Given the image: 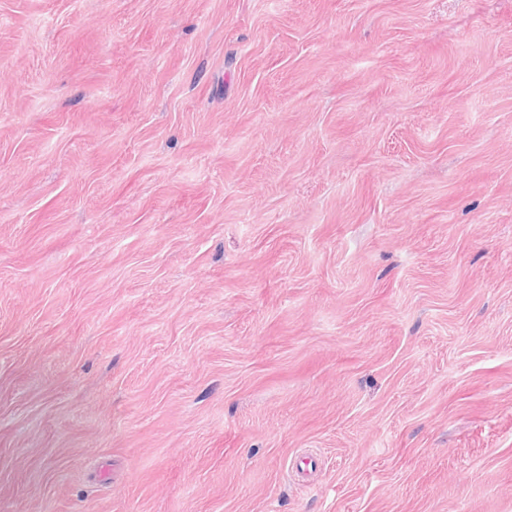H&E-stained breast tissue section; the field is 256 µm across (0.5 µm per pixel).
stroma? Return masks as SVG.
I'll use <instances>...</instances> for the list:
<instances>
[{
    "instance_id": "obj_1",
    "label": "stroma",
    "mask_w": 512,
    "mask_h": 512,
    "mask_svg": "<svg viewBox=\"0 0 512 512\" xmlns=\"http://www.w3.org/2000/svg\"><path fill=\"white\" fill-rule=\"evenodd\" d=\"M0 512H512V0H0Z\"/></svg>"
}]
</instances>
